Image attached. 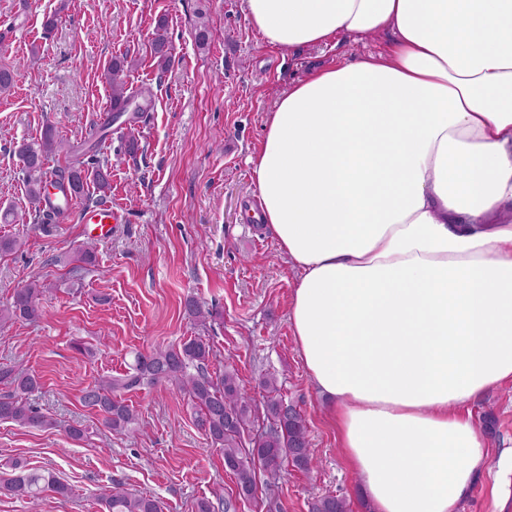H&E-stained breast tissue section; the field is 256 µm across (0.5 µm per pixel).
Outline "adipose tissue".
Returning a JSON list of instances; mask_svg holds the SVG:
<instances>
[{"label":"adipose tissue","mask_w":512,"mask_h":512,"mask_svg":"<svg viewBox=\"0 0 512 512\" xmlns=\"http://www.w3.org/2000/svg\"><path fill=\"white\" fill-rule=\"evenodd\" d=\"M291 49L385 34L292 86L250 157L298 272L290 323L370 512H453L491 457L469 410L512 383V0H244Z\"/></svg>","instance_id":"1"}]
</instances>
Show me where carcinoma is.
Masks as SVG:
<instances>
[{
  "label": "carcinoma",
  "mask_w": 512,
  "mask_h": 512,
  "mask_svg": "<svg viewBox=\"0 0 512 512\" xmlns=\"http://www.w3.org/2000/svg\"><path fill=\"white\" fill-rule=\"evenodd\" d=\"M164 24L157 26L151 40V51L157 66L164 71L172 60V47L163 34ZM125 59H114L107 68L106 79L110 85L111 111L121 116L132 102L146 98L150 90L132 91L122 78ZM73 151V146L61 140L51 124L46 125L40 141L22 143L17 153L26 175V193L30 207L27 213L16 216L9 210L0 213V221L12 223L26 218L33 222L41 219V188L46 162L60 154ZM62 174L67 177L74 197H84L89 186H94L98 200L107 197L111 190L110 173L100 167L89 169L85 160L69 161ZM95 256L88 248L79 249L70 269L73 282L81 280L82 271L93 263ZM48 284L34 279L14 289L5 305L0 307V332L18 320L35 321L43 314L41 299ZM213 348L202 336H190L177 346L158 348L149 353H139L130 371L118 376H103L81 391L80 401L97 410L105 426L118 434H131L138 429V414L126 404L121 394L146 387L164 385L188 396L196 410L198 427L211 443L224 451V466L237 482L239 497L258 500V471L271 476L284 467L292 466L310 472L315 467V457L310 448L306 421L297 408L285 402L280 395L277 380L267 376L261 381L267 392L263 409L253 406L251 399L239 387L235 368L224 366V372L214 376L209 372ZM13 386V392L0 396V421H9L23 427L50 430L58 427L52 416L40 412L30 396L40 388L35 375L12 366H0V383ZM7 479L0 478V493L39 504L42 495L51 492L67 499L73 489L53 472L30 468L15 461ZM216 500L201 498L195 512H231L234 504L215 494ZM106 512H162L159 501L151 496L139 495L123 488L113 487L102 496ZM310 512H348L345 500L336 496L315 499Z\"/></svg>",
  "instance_id": "1"
}]
</instances>
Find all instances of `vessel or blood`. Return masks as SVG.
Instances as JSON below:
<instances>
[{"label":"vessel or blood","instance_id":"b4317fda","mask_svg":"<svg viewBox=\"0 0 512 512\" xmlns=\"http://www.w3.org/2000/svg\"><path fill=\"white\" fill-rule=\"evenodd\" d=\"M43 209L50 220L58 223L66 222L70 214H77L79 222L86 224L94 237L102 241L110 238L118 224L125 221V213L117 205L77 208L67 185L52 173L44 178Z\"/></svg>","mask_w":512,"mask_h":512}]
</instances>
